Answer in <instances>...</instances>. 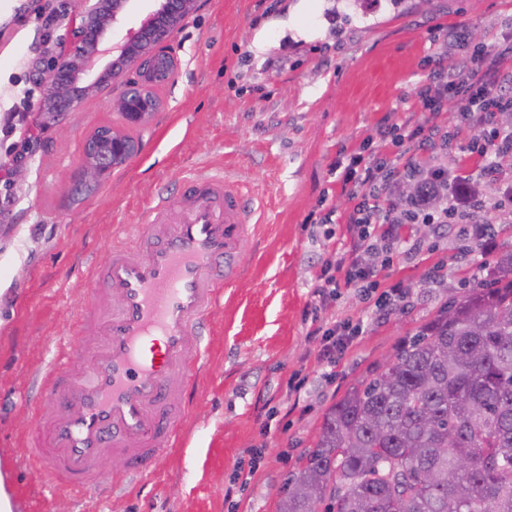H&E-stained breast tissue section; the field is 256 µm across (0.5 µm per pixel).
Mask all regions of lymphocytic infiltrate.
Here are the masks:
<instances>
[{
  "label": "lymphocytic infiltrate",
  "instance_id": "f902f5d3",
  "mask_svg": "<svg viewBox=\"0 0 512 512\" xmlns=\"http://www.w3.org/2000/svg\"><path fill=\"white\" fill-rule=\"evenodd\" d=\"M448 39L460 48V56L449 66L439 55L426 56V75L411 90L420 120L387 117L345 158L342 187L351 203L345 215L349 244L322 265L315 290L320 303L335 299L341 287L361 289L384 312L404 300L402 282L380 278L377 267L365 260L377 241L403 244L404 225L431 224L442 236L449 225L468 224L479 248L491 243L483 199L461 180L450 179L447 167L436 162L451 148L436 118L442 112L455 113L474 131L468 146L478 161L472 180L497 176L499 159L512 155V128L498 120L501 113L512 112V69L503 66L512 59V36L473 48L467 27L459 25L449 29ZM411 182L422 186L413 200L402 193ZM363 326V320L347 319L328 328L313 327L308 337L320 342L321 357L333 365Z\"/></svg>",
  "mask_w": 512,
  "mask_h": 512
}]
</instances>
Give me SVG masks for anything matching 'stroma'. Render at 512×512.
Returning a JSON list of instances; mask_svg holds the SVG:
<instances>
[{
	"instance_id": "1",
	"label": "stroma",
	"mask_w": 512,
	"mask_h": 512,
	"mask_svg": "<svg viewBox=\"0 0 512 512\" xmlns=\"http://www.w3.org/2000/svg\"><path fill=\"white\" fill-rule=\"evenodd\" d=\"M77 2L0 0V183L12 184L10 201L0 202V482L17 512H278L325 411L512 247V223H502L494 250L461 261L462 237L435 243L409 224L405 236L422 251L393 254L380 271L408 291L393 314L374 317L352 288L316 306L320 263L347 243L344 225L332 224L329 239L311 226L323 206L348 205L337 161L388 113L406 109L425 56L451 59L435 25H469L485 43L512 36V0H208L175 39L179 71L160 91L163 111L134 133L139 153L87 198L64 186L85 136L120 124L109 100L46 132L15 114L28 94L42 96L33 71L53 54ZM48 13L58 22L45 34L38 17ZM36 135L45 148L25 152ZM202 168L241 180L266 215L243 255L246 275L211 314L215 334L181 443L155 472L129 478L126 462L109 456L103 484L60 492L25 452L39 430L40 378L66 343H80L82 311L110 307L91 275L113 242L149 223L157 197L180 210L189 199L184 174ZM435 266L445 276L433 283ZM315 314L366 323L329 382L307 336ZM295 373L305 379L297 396L287 386ZM241 471L251 472L248 484Z\"/></svg>"
}]
</instances>
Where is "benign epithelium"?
Listing matches in <instances>:
<instances>
[{"instance_id": "benign-epithelium-1", "label": "benign epithelium", "mask_w": 512, "mask_h": 512, "mask_svg": "<svg viewBox=\"0 0 512 512\" xmlns=\"http://www.w3.org/2000/svg\"><path fill=\"white\" fill-rule=\"evenodd\" d=\"M206 0H153L138 27H124L128 0H81L55 55L35 70L43 88L38 124L56 126L67 112L107 95L123 126L94 129L85 138L78 172L66 185L69 195H91L100 180L125 167L140 149L127 136L145 128L161 111L159 90L176 76L177 34L199 13Z\"/></svg>"}]
</instances>
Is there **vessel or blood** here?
<instances>
[{
	"label": "vessel or blood",
	"mask_w": 512,
	"mask_h": 512,
	"mask_svg": "<svg viewBox=\"0 0 512 512\" xmlns=\"http://www.w3.org/2000/svg\"><path fill=\"white\" fill-rule=\"evenodd\" d=\"M185 181L191 205L173 214L158 202L137 244L113 246L98 273L112 305L82 314L87 342L62 353L86 373L54 365L41 378L50 410L27 454L65 491L100 482L108 452L134 474L162 464L190 406L208 319L242 275L256 209L226 175L196 171Z\"/></svg>",
	"instance_id": "obj_1"
}]
</instances>
